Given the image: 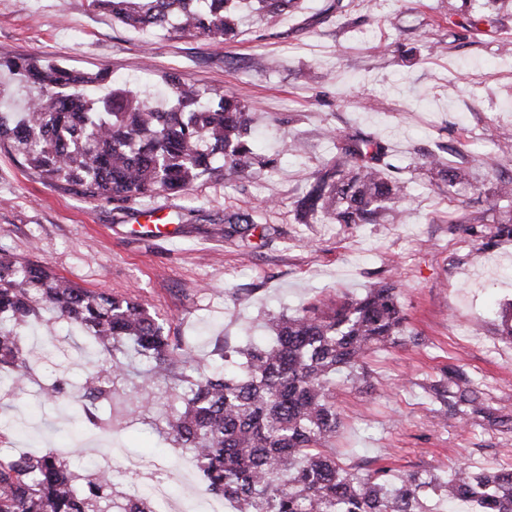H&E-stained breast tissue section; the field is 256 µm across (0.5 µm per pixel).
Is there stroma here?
<instances>
[{
    "instance_id": "35a3bbf8",
    "label": "stroma",
    "mask_w": 512,
    "mask_h": 512,
    "mask_svg": "<svg viewBox=\"0 0 512 512\" xmlns=\"http://www.w3.org/2000/svg\"><path fill=\"white\" fill-rule=\"evenodd\" d=\"M490 32L468 31L448 18V0H300L272 18L241 13V35L214 42L174 31H140L88 10L87 0H0V58L36 56L153 96L167 76L195 85L206 100L235 97L258 115L252 135L274 166L229 180L223 170L187 190L138 199L115 210L80 186L48 183L22 156L0 147V248L49 267L79 287L126 297L156 314L169 336L191 339L199 358L267 341L271 310L295 311L332 294L361 296L379 281L395 283L417 344L387 348L367 360L371 388L336 381L343 465L372 471L473 469L512 464V424L432 422L423 384L454 364L475 377L499 414L512 417V341L499 314L512 303V240L492 229L512 214L498 194L512 177V0H491ZM335 134L360 129L385 141L409 198L405 223L301 224L294 203L313 173L336 154ZM443 156L471 182L465 202L448 197L426 154ZM495 161L497 175L486 170ZM252 212L267 232L248 242L224 236V217ZM459 223H449V215ZM159 217L176 235L143 240L138 225ZM32 374L0 392V419L22 434L0 446V458L55 451L72 430L64 400L89 363L112 381V429L87 427L78 443L112 469L116 502L169 478L178 506L206 502L188 450L166 437L174 400L159 385L138 407L137 371L126 372L86 348L52 314L24 329Z\"/></svg>"
}]
</instances>
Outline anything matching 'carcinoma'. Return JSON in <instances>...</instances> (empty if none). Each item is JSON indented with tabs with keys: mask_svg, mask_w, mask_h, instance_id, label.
<instances>
[{
	"mask_svg": "<svg viewBox=\"0 0 512 512\" xmlns=\"http://www.w3.org/2000/svg\"><path fill=\"white\" fill-rule=\"evenodd\" d=\"M241 2L194 0L188 9L184 0H88V7L136 29L224 40L236 36ZM248 2L259 17L296 4ZM0 70L34 90L20 118L0 113V142L43 179L78 185L119 211L142 197L188 189L219 158L231 178L271 164L249 145L254 113L233 97L202 106L197 88L173 80L174 104L157 110L133 90L109 86L105 72L89 75L34 57L0 60ZM390 157L389 146L370 133L340 135L336 160L324 164L296 200V220L306 224L322 213L338 224H369L390 211L402 222L406 186ZM426 164L443 173L449 188L462 183L442 158L431 156ZM259 227L252 213H234L224 218V237L245 240ZM44 311L86 331L117 370L124 365L114 359L116 351L149 359L140 395L168 382L176 366L190 371L171 387L183 406L171 412L169 435L200 461L206 490L235 512H429L424 500L431 495L458 512H512V467L362 472L336 457V375L346 374L353 386L366 384L369 354L411 339L392 283L379 282L358 299H322L292 315L272 312L271 341L251 344L241 363L226 351L217 363L172 340L141 304L76 287L41 265L1 254L0 389L29 377L20 326ZM423 390L440 417L500 420L479 382L459 367H448ZM79 392L112 408V386L101 369L87 370ZM78 479L67 460L51 453L0 459V512H151L143 496L116 505L109 468L91 470L84 487Z\"/></svg>",
	"mask_w": 512,
	"mask_h": 512,
	"instance_id": "obj_1",
	"label": "carcinoma"
}]
</instances>
